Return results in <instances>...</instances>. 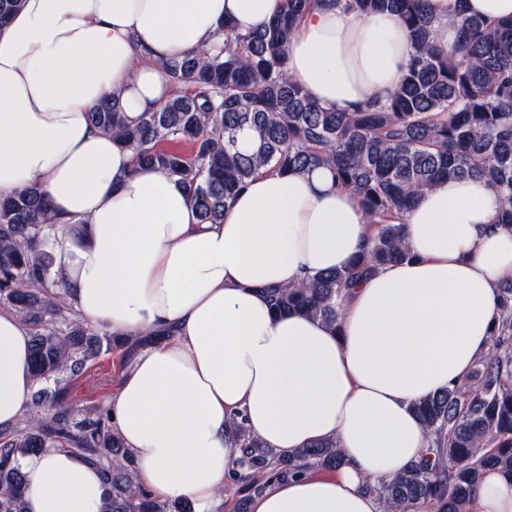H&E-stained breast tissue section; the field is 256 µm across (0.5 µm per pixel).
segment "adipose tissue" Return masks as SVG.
Returning <instances> with one entry per match:
<instances>
[{"mask_svg":"<svg viewBox=\"0 0 512 512\" xmlns=\"http://www.w3.org/2000/svg\"><path fill=\"white\" fill-rule=\"evenodd\" d=\"M284 0H23L0 26V193L35 188L59 228L54 270L78 318L115 335L159 327L107 400L151 497L220 512L241 455L234 418L267 447L324 440L342 463L273 483L250 512H382L367 483L427 447L416 401L466 380L512 279L501 197L477 179H445L404 216L413 258L378 269L335 303L336 318L275 314L265 290L347 267L373 237L358 199L323 167L255 175L203 224L178 177L134 168L93 126L118 97L128 118L171 93L166 62L247 34ZM435 38L455 44L461 13L512 22V0H428ZM413 48L396 16L316 0L287 49L286 74L314 102L351 112L385 100ZM30 334L0 311V431L30 410ZM27 512H105L99 470L75 453L20 457ZM467 512H512V482L486 470Z\"/></svg>","mask_w":512,"mask_h":512,"instance_id":"obj_1","label":"adipose tissue"}]
</instances>
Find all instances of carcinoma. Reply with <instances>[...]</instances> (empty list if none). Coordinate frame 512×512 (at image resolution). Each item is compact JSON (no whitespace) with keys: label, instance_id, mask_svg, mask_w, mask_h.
<instances>
[{"label":"carcinoma","instance_id":"obj_1","mask_svg":"<svg viewBox=\"0 0 512 512\" xmlns=\"http://www.w3.org/2000/svg\"><path fill=\"white\" fill-rule=\"evenodd\" d=\"M312 0H286L282 13L245 35L164 65L172 93L131 121L116 98L91 113L93 125L130 148L134 166L177 176L199 223L220 224L224 211L259 171L325 167L378 225L369 257L307 282L268 289L279 315L327 318L344 288L385 264L412 258L399 224L417 197L442 178H481L501 195L498 223L512 226V22L463 15L457 44L435 41L427 0H347L363 12L397 15L415 53L385 101L338 112L310 101L289 82L286 49ZM248 130L254 147L239 144ZM57 228L43 195L0 194V303L22 318L31 337L36 389L32 414L0 433V512H25L18 457L62 448L97 465L108 489L107 512H192L189 501L160 502L135 482L133 461L102 404L75 414L64 384L102 354L120 350L124 367L168 330L135 337L100 334L77 319L54 325L68 306L53 272ZM501 317L469 380L426 397L414 410L428 434L425 457L391 479L366 485L384 512H463L483 470L512 480V283L500 288ZM236 512L279 478L342 462L334 440L278 454L239 422Z\"/></svg>","mask_w":512,"mask_h":512}]
</instances>
